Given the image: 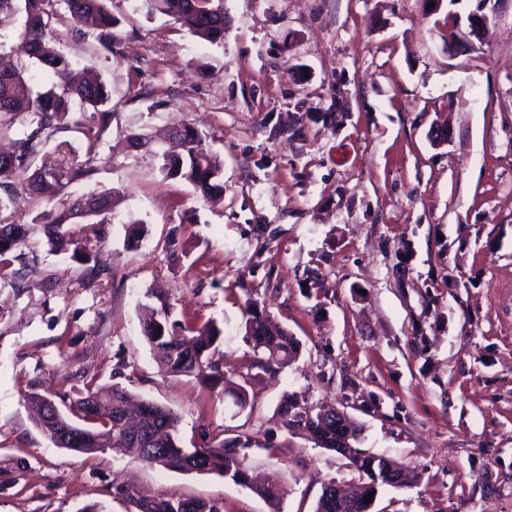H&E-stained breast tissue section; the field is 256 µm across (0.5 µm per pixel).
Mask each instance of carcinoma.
I'll list each match as a JSON object with an SVG mask.
<instances>
[{"label": "carcinoma", "instance_id": "1", "mask_svg": "<svg viewBox=\"0 0 512 512\" xmlns=\"http://www.w3.org/2000/svg\"><path fill=\"white\" fill-rule=\"evenodd\" d=\"M111 0H0V32L13 29L26 45L28 61L6 68L0 66V130L17 127L20 137L14 150L0 153V209L17 202V187L30 195L50 193L46 206L30 224H0L3 236L11 238V246L0 247V257L22 246L35 227H40L47 245L54 251L72 253L86 264L93 256L84 244V231L97 234L93 217L112 212L114 192H89L74 196L67 191L76 179L92 172L98 146L110 126L112 111L100 110L112 102V91L98 76L80 81L73 78V63L57 50L50 38L53 25L61 20L60 6L77 32L85 25L101 30L103 46L112 50L120 20L109 8ZM147 15H163L187 28L194 35L212 43L224 40V10L214 0H140ZM49 76L50 86L36 91L30 69ZM98 111L96 128L82 132L84 124L76 117V109ZM67 118L77 132L87 139L85 159L70 144L58 145L59 172L45 177L41 169L32 167L35 155L58 126ZM162 171L170 177H181L194 185L204 197L223 190V162L202 145L198 132L185 125L173 136L172 146L162 155ZM151 308L141 325L142 335L153 351L161 370L175 376H193L207 389H221L232 407L242 411L249 405L246 387L224 373L217 348L223 329L215 322L202 325L187 317L176 319L172 306L164 298ZM244 338L252 350L249 369L267 371L283 369L298 355V344L288 331L270 324L255 306L246 308ZM39 408L38 426L59 448L92 454L107 448H123L128 455L147 465L176 472L217 474L250 489L259 497L276 501L285 494L280 481L261 478L250 471L248 447L238 442L213 438L203 446L186 448L179 434L177 414L152 401L133 402L130 391L114 384L106 392L88 390L86 395L60 409L54 400L33 393ZM276 413L294 435L314 441L318 447L335 451L342 442L358 440V430L338 425L325 411L292 395L283 394ZM359 472L361 488L377 495L392 483L385 475L388 459L358 449L346 455ZM122 495L135 507V512H223L216 502L193 498H147L133 486L120 488Z\"/></svg>", "mask_w": 512, "mask_h": 512}]
</instances>
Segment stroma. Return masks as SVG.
<instances>
[{
    "mask_svg": "<svg viewBox=\"0 0 512 512\" xmlns=\"http://www.w3.org/2000/svg\"><path fill=\"white\" fill-rule=\"evenodd\" d=\"M223 7L220 43L138 0H112L111 48L93 29L52 31L112 90L94 171L74 188L116 201L87 243L96 272L39 233L0 265V512H133L114 493L123 484L224 512H313L325 483L356 473L287 431L275 415L286 392L344 411L359 450L416 474L381 489L376 512H512V0L457 56L447 9L422 0ZM186 124L222 160V194L162 173L158 154ZM133 133L148 148L132 147ZM134 220L146 233L132 248ZM172 235L183 255L167 252ZM154 291L219 323L227 375L248 364L250 303L299 354L258 372L253 408L232 415L195 378L161 372L140 328ZM112 384L175 411L185 441L239 440L284 497L78 454L36 427L31 393L75 399Z\"/></svg>",
    "mask_w": 512,
    "mask_h": 512,
    "instance_id": "1",
    "label": "stroma"
}]
</instances>
